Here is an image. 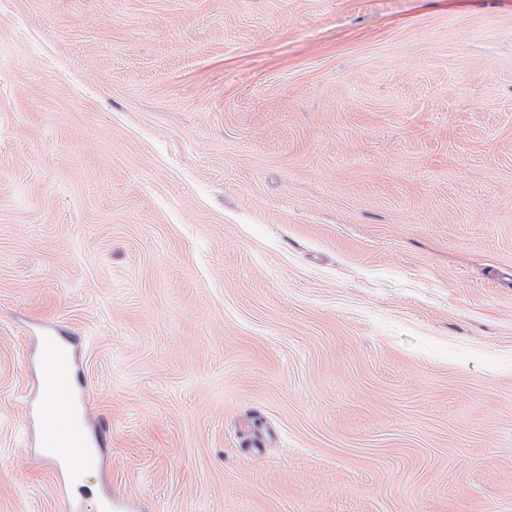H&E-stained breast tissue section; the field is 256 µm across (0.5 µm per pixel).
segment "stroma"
Returning <instances> with one entry per match:
<instances>
[{
	"label": "stroma",
	"mask_w": 512,
	"mask_h": 512,
	"mask_svg": "<svg viewBox=\"0 0 512 512\" xmlns=\"http://www.w3.org/2000/svg\"><path fill=\"white\" fill-rule=\"evenodd\" d=\"M0 512H512V0H0ZM42 346L47 352V377L48 390L53 398V406L57 409L52 413L54 419L59 420L62 426V435L53 457L64 460L72 452L81 449L80 447L90 439L87 437L86 424L80 413L78 418L70 415V404L73 399V392L67 385V380L73 375L77 365L75 354L60 347L55 336H42ZM55 381H58L57 388ZM59 401L60 405L57 404ZM91 442V441H90Z\"/></svg>",
	"instance_id": "35a3bbf8"
}]
</instances>
